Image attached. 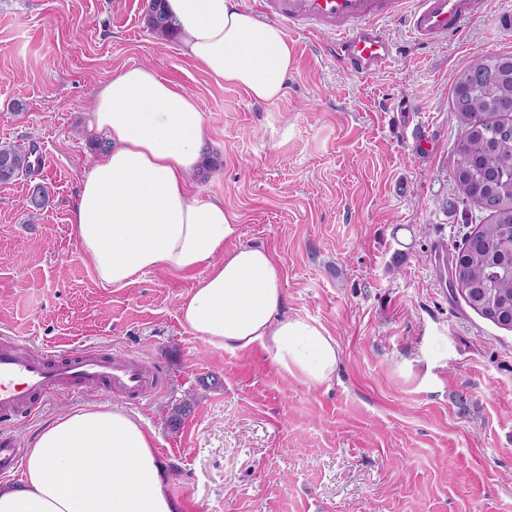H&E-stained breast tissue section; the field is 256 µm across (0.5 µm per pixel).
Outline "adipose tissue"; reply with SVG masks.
I'll return each instance as SVG.
<instances>
[{"mask_svg":"<svg viewBox=\"0 0 512 512\" xmlns=\"http://www.w3.org/2000/svg\"><path fill=\"white\" fill-rule=\"evenodd\" d=\"M181 49L218 83L258 101L284 96L294 52L283 30L236 0H165ZM91 126L110 144L81 181L71 222L98 279L122 287L142 273L205 269L179 314L194 334L230 351L264 350L286 374L320 386L339 349L321 325L279 316L282 270L262 247L239 244L222 201L191 198L211 137L196 100L148 67L102 82ZM143 418L90 406L45 424L31 439L19 480L0 484V512H176Z\"/></svg>","mask_w":512,"mask_h":512,"instance_id":"adipose-tissue-1","label":"adipose tissue"}]
</instances>
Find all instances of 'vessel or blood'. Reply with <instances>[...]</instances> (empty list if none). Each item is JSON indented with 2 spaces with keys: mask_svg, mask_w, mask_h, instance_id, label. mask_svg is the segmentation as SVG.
Listing matches in <instances>:
<instances>
[{
  "mask_svg": "<svg viewBox=\"0 0 512 512\" xmlns=\"http://www.w3.org/2000/svg\"><path fill=\"white\" fill-rule=\"evenodd\" d=\"M259 5L287 32L329 34L326 56L354 74L380 71L396 56L397 46L381 29L388 18L406 20L412 37L423 44L460 34L468 20L484 12L499 36H512V0L491 11L483 0H259ZM159 380L157 366L102 347L37 352L22 337L0 339V473L18 465L7 425L29 417L52 393L100 388L139 402Z\"/></svg>",
  "mask_w": 512,
  "mask_h": 512,
  "instance_id": "vessel-or-blood-1",
  "label": "vessel or blood"
}]
</instances>
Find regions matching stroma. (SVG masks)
<instances>
[{"label":"stroma","instance_id":"stroma-1","mask_svg":"<svg viewBox=\"0 0 512 512\" xmlns=\"http://www.w3.org/2000/svg\"><path fill=\"white\" fill-rule=\"evenodd\" d=\"M144 3L0 0V142L49 158L0 184V335L38 351L97 345L164 373L138 403L50 395L11 425L19 448L66 412L115 404L155 432L178 512H512V329L453 296L435 257L438 238L453 249L470 230L452 179L453 75L512 41L484 16L433 44L392 20L393 65L355 75L325 58L326 36L299 32L286 94L258 102L157 39ZM143 65L198 102L218 166L191 192L223 201L240 243L280 261L281 314L314 320L339 347L331 381L309 386L262 349L193 334L178 306L203 270L121 288L97 278L70 222L96 152L74 132L100 82ZM37 184L49 204L33 213ZM211 375L220 388H203Z\"/></svg>","mask_w":512,"mask_h":512}]
</instances>
